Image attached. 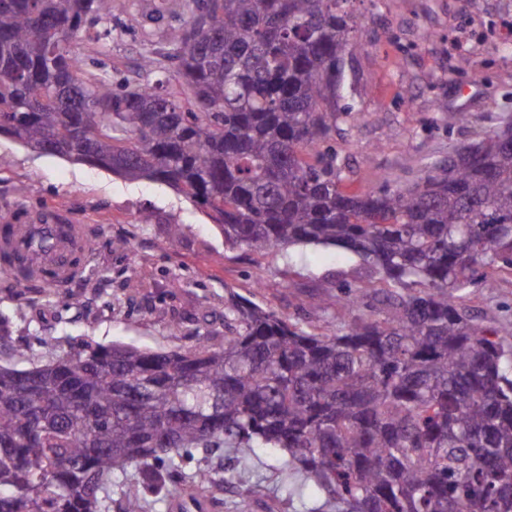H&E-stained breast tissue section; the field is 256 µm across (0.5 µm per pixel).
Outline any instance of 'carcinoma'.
<instances>
[{"mask_svg":"<svg viewBox=\"0 0 512 512\" xmlns=\"http://www.w3.org/2000/svg\"><path fill=\"white\" fill-rule=\"evenodd\" d=\"M346 2L187 0L180 34L117 89L78 46L109 41L126 0H0V136L165 184L230 249L337 245L363 269L336 272L354 315L331 333L233 298L218 345L0 365V512H104L130 467L124 512L145 490L176 501L209 482L182 478L188 448L285 452L305 512H512V325L458 295L512 268V120L410 185L345 191L349 164L313 149L356 120L336 107L359 47Z\"/></svg>","mask_w":512,"mask_h":512,"instance_id":"obj_1","label":"carcinoma"}]
</instances>
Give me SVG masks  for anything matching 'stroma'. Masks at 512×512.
I'll return each mask as SVG.
<instances>
[{
	"instance_id": "35a3bbf8",
	"label": "stroma",
	"mask_w": 512,
	"mask_h": 512,
	"mask_svg": "<svg viewBox=\"0 0 512 512\" xmlns=\"http://www.w3.org/2000/svg\"><path fill=\"white\" fill-rule=\"evenodd\" d=\"M138 15L115 12L113 38L102 52L85 48L91 71L113 80L137 79L143 43L163 46L182 26L174 0H131ZM362 46L345 66L354 124L340 125L323 143L346 160L350 192L411 182L449 148L472 142L512 117V0H349ZM466 121H458V113ZM60 216L90 226L95 245L65 286L35 291L0 274V313L14 317L0 342V364L19 356H65L85 344L112 342L152 350H192L198 336L224 339V306L231 295L277 315H298L314 298L348 318L331 284L332 272L356 274L359 259L337 246H294L256 254L231 249L206 209L166 185L130 182L110 171L36 155L0 137V224H43ZM182 227L171 239L170 227ZM127 248H118V241ZM467 305L479 323H512V270L494 287L472 286ZM226 477L219 500L205 512H303L288 500L280 454L257 449L252 461L192 448L179 465H203Z\"/></svg>"
}]
</instances>
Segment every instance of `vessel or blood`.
<instances>
[{
	"label": "vessel or blood",
	"mask_w": 512,
	"mask_h": 512,
	"mask_svg": "<svg viewBox=\"0 0 512 512\" xmlns=\"http://www.w3.org/2000/svg\"><path fill=\"white\" fill-rule=\"evenodd\" d=\"M94 239L82 224H1L0 248L26 256L34 266L51 270L53 286L66 284L74 275L67 264L70 249L90 253Z\"/></svg>",
	"instance_id": "b4317fda"
}]
</instances>
